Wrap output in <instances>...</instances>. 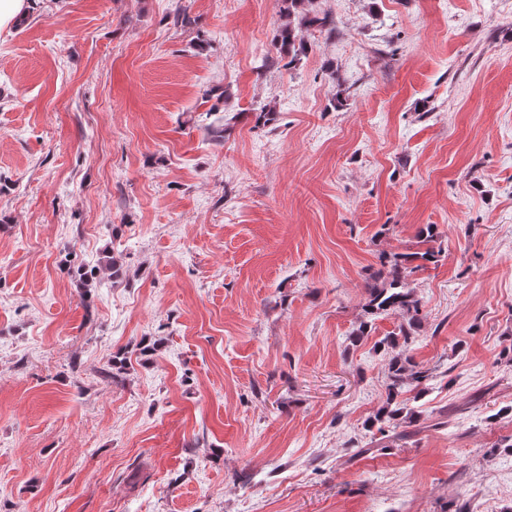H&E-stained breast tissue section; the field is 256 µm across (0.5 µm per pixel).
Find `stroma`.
Here are the masks:
<instances>
[{"label": "stroma", "mask_w": 512, "mask_h": 512, "mask_svg": "<svg viewBox=\"0 0 512 512\" xmlns=\"http://www.w3.org/2000/svg\"><path fill=\"white\" fill-rule=\"evenodd\" d=\"M281 2L0 32V512H512V0H307L293 67ZM426 224L417 431L358 457ZM281 17L275 47L277 52L287 55L288 66L299 62L308 47L305 41V31L314 26L326 27L331 24L328 16H310L304 9V0H282ZM436 237L435 226L426 224L417 232V245L424 248L381 257L382 268L367 285L369 298L364 311L368 317L397 314L407 317L410 327L420 322L421 303L408 288L407 281L417 270L442 260V249L433 245ZM417 261L420 263L414 264Z\"/></svg>", "instance_id": "obj_1"}]
</instances>
